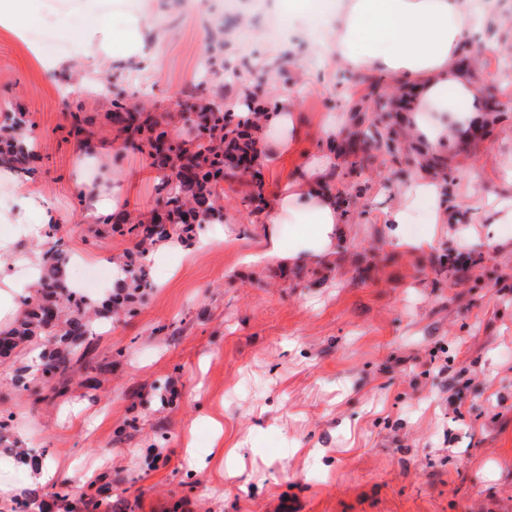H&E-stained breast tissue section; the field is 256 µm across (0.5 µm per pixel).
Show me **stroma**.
Wrapping results in <instances>:
<instances>
[{"label": "stroma", "instance_id": "obj_1", "mask_svg": "<svg viewBox=\"0 0 512 512\" xmlns=\"http://www.w3.org/2000/svg\"><path fill=\"white\" fill-rule=\"evenodd\" d=\"M135 13L141 0H37L64 54L36 58L29 40L0 27V126L23 116L34 145L41 204L58 226L71 281L94 297L115 286L116 260L133 241L91 238L99 200L126 188L125 212L146 214L161 194L150 158L114 142L111 88L147 111L175 112L193 91L211 24L223 19L224 58L262 83L269 103L297 97L304 116L289 159L300 170L327 148V117L349 126L347 105L371 76L323 67L299 30L267 37L255 23L276 0H151L144 50L163 59L158 77L95 63L70 34L95 12ZM488 23L465 52L490 92L510 107L477 102L478 128L449 145L442 182L453 223L431 243L397 246L386 216L421 176L414 156L371 150L364 167L337 162L330 188L344 206L333 261L282 270L246 266L267 244L265 213L248 203L247 177L218 184L224 221L203 224L205 248L182 246L146 260L149 286L129 314L91 324L88 362L64 396L17 391L12 378L39 352L31 342L0 357V411L15 423L0 443V480L11 498L36 491L46 512H512V223L493 224L512 199V44ZM91 117L94 157L71 132ZM96 187L81 198L76 179ZM465 417L457 419L455 408ZM224 434L214 440L209 418ZM236 449V475L199 471L212 444ZM25 451L56 465L58 479L17 463Z\"/></svg>", "mask_w": 512, "mask_h": 512}]
</instances>
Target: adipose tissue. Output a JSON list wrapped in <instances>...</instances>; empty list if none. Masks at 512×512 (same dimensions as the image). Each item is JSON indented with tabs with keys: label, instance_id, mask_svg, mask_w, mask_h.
Segmentation results:
<instances>
[{
	"label": "adipose tissue",
	"instance_id": "adipose-tissue-1",
	"mask_svg": "<svg viewBox=\"0 0 512 512\" xmlns=\"http://www.w3.org/2000/svg\"><path fill=\"white\" fill-rule=\"evenodd\" d=\"M281 9L289 22L308 19L307 35L328 66L340 64L357 73H384L414 83L410 126L430 152H439L473 114L475 83L462 74L457 57L463 44L493 16L479 0H338L335 14L320 16L312 0H283ZM145 23L142 12L125 17L109 38L112 58L117 62L131 60L141 69L158 73L162 70L161 57L143 51L140 32ZM298 116V101L284 97L269 119L273 133L261 157L264 166L282 169L294 146ZM335 164V153L328 152L308 163L302 173L284 178L282 192L267 208L270 247L249 255L247 264L261 265L274 258L286 263L302 252L333 258L345 222L340 203L324 189ZM442 192L439 180H417L401 204L389 211L398 245H426L436 225L447 223ZM420 202L425 205L423 226L414 233L407 226V213ZM50 220V214L41 213L39 221L17 223L15 235H0V316L14 307L11 270L24 264L30 279L40 274L38 258L17 253L16 236L42 240ZM281 224L307 227L293 249H282L279 244L277 227Z\"/></svg>",
	"mask_w": 512,
	"mask_h": 512
}]
</instances>
